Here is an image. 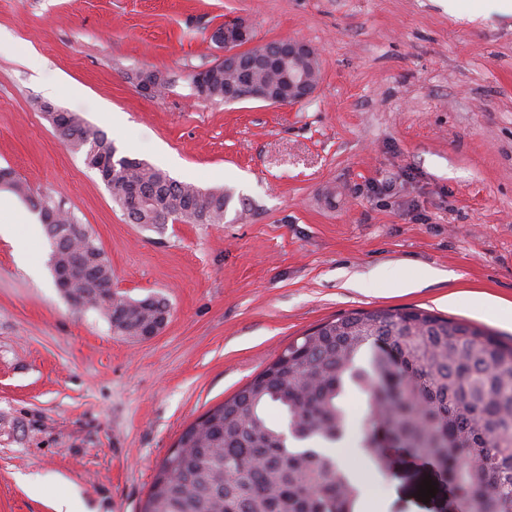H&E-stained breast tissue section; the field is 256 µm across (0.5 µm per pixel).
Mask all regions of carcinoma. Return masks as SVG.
<instances>
[{"label": "carcinoma", "mask_w": 512, "mask_h": 512, "mask_svg": "<svg viewBox=\"0 0 512 512\" xmlns=\"http://www.w3.org/2000/svg\"><path fill=\"white\" fill-rule=\"evenodd\" d=\"M278 69L251 73L280 83ZM59 140L82 153L131 224H222L228 195L173 179L145 160L117 155L107 133L76 112ZM0 183L38 211L55 285L92 308L119 336L141 337L168 320L167 301L126 297L87 227L11 171ZM364 396V448L396 436L443 464L471 512H512V344L492 332L421 309L352 311L288 344L230 399L180 435L140 512H356L360 492L329 452L345 438L343 398ZM275 405L285 426L267 416Z\"/></svg>", "instance_id": "1"}]
</instances>
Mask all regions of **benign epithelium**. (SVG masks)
Masks as SVG:
<instances>
[{
    "instance_id": "benign-epithelium-1",
    "label": "benign epithelium",
    "mask_w": 512,
    "mask_h": 512,
    "mask_svg": "<svg viewBox=\"0 0 512 512\" xmlns=\"http://www.w3.org/2000/svg\"><path fill=\"white\" fill-rule=\"evenodd\" d=\"M211 40L222 51L218 63L224 66V74L237 73L243 81L224 85V99L249 100L283 105L298 103L310 98L318 83L308 75L307 62L313 47L299 39H281L276 41L273 51L263 50L261 46L244 48L251 42L249 29L240 23H231L217 28L211 33ZM288 61V99L284 100L270 89L258 87L246 79V74L257 66H270L275 61ZM137 86L144 93L155 91L160 84L159 73L151 70L141 71L136 76Z\"/></svg>"
}]
</instances>
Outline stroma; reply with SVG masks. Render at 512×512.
Returning a JSON list of instances; mask_svg holds the SVG:
<instances>
[{
	"mask_svg": "<svg viewBox=\"0 0 512 512\" xmlns=\"http://www.w3.org/2000/svg\"><path fill=\"white\" fill-rule=\"evenodd\" d=\"M474 8L0 0V168L87 225L114 289L170 304L162 331L140 341L73 308L18 201L0 235V512H138L187 426L337 316L416 308L512 339L498 310L512 304V15ZM233 20L254 44L316 48L312 97L198 98L189 77L218 60L210 34ZM141 70L162 75L152 94ZM44 104L104 130L118 155L224 190L223 223H128ZM426 267L445 279L405 289ZM473 292L493 307L471 306ZM391 460L371 475L378 512H456L433 461L399 448Z\"/></svg>",
	"mask_w": 512,
	"mask_h": 512,
	"instance_id": "35a3bbf8",
	"label": "stroma"
}]
</instances>
